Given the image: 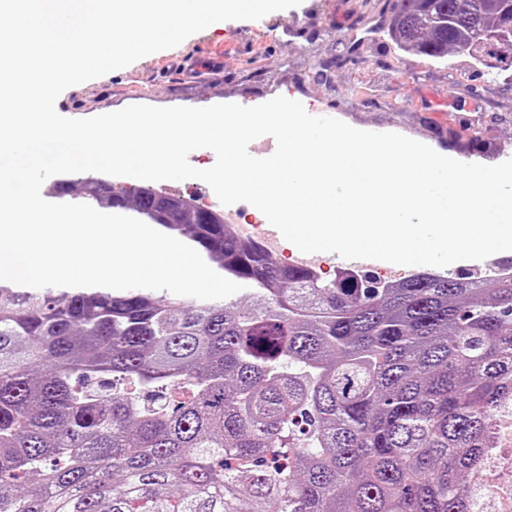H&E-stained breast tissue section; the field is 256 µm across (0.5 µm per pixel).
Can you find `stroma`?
I'll use <instances>...</instances> for the list:
<instances>
[{
	"label": "stroma",
	"mask_w": 512,
	"mask_h": 512,
	"mask_svg": "<svg viewBox=\"0 0 512 512\" xmlns=\"http://www.w3.org/2000/svg\"><path fill=\"white\" fill-rule=\"evenodd\" d=\"M385 4L364 0H302L258 20H229L197 32L173 51L69 87L73 118L130 105L255 106L283 96L311 112L340 113L360 130L382 129L420 141L439 154L489 164L512 149V70L497 78L468 54L438 62L398 50L385 36ZM223 55L210 75L189 82L167 69V54L188 59ZM455 102L460 126L433 121Z\"/></svg>",
	"instance_id": "obj_1"
}]
</instances>
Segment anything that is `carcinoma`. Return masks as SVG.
<instances>
[{
    "label": "carcinoma",
    "instance_id": "cac0c4a2",
    "mask_svg": "<svg viewBox=\"0 0 512 512\" xmlns=\"http://www.w3.org/2000/svg\"><path fill=\"white\" fill-rule=\"evenodd\" d=\"M510 19L396 0L386 32L441 61ZM48 196L155 225L244 295L0 281V512H468L512 399V274L323 279L187 198L87 176Z\"/></svg>",
    "mask_w": 512,
    "mask_h": 512
}]
</instances>
